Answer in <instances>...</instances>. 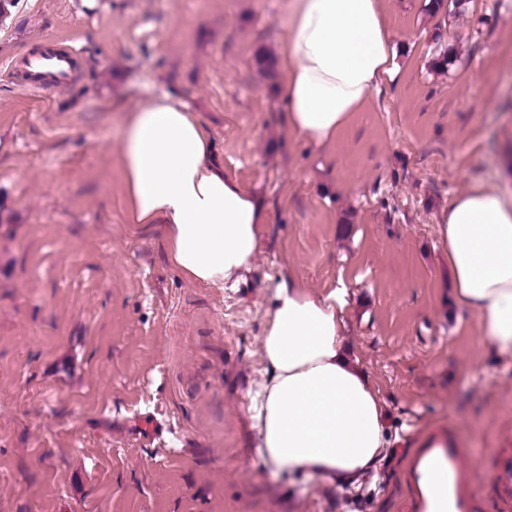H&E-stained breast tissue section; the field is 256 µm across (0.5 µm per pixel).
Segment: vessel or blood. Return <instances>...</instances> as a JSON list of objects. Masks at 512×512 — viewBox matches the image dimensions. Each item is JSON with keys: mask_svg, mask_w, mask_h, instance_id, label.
Wrapping results in <instances>:
<instances>
[{"mask_svg": "<svg viewBox=\"0 0 512 512\" xmlns=\"http://www.w3.org/2000/svg\"><path fill=\"white\" fill-rule=\"evenodd\" d=\"M77 49L53 42L10 65L20 87L46 92L72 82ZM412 452L404 470L409 494L403 512H512V435H502L490 473L496 508L488 510L477 462L454 427L425 422L408 436Z\"/></svg>", "mask_w": 512, "mask_h": 512, "instance_id": "vessel-or-blood-1", "label": "vessel or blood"}]
</instances>
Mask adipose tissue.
<instances>
[{
    "instance_id": "adipose-tissue-1",
    "label": "adipose tissue",
    "mask_w": 512,
    "mask_h": 512,
    "mask_svg": "<svg viewBox=\"0 0 512 512\" xmlns=\"http://www.w3.org/2000/svg\"><path fill=\"white\" fill-rule=\"evenodd\" d=\"M283 28L288 125L325 147L394 70L382 0H289ZM119 154L129 223L162 225L167 258L187 280L236 287L256 262L262 202L225 177L195 114L169 94L145 102L123 124ZM438 221L457 303L478 317L482 344L512 358V198L477 183ZM347 296L343 283L316 294L289 278L273 292L252 428L274 471L346 485L387 456L386 412L346 356Z\"/></svg>"
}]
</instances>
